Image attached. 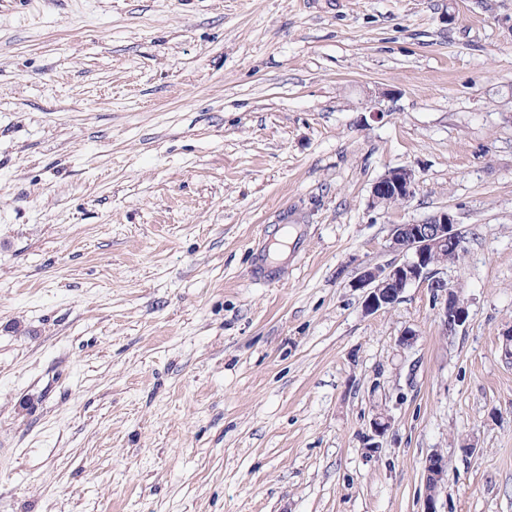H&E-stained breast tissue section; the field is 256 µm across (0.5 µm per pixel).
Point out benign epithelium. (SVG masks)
I'll return each instance as SVG.
<instances>
[{
	"mask_svg": "<svg viewBox=\"0 0 512 512\" xmlns=\"http://www.w3.org/2000/svg\"><path fill=\"white\" fill-rule=\"evenodd\" d=\"M420 178L411 166L389 168L372 187L375 203H387V189L394 188L401 204L409 203L416 195ZM391 248L405 259L386 266L365 268L356 287L367 289L366 309L369 312L386 309L395 304L410 284L422 283L430 290L436 303L443 334L453 336L467 317L461 304L457 286L428 271L430 254L446 248L456 254L463 252V237L457 229V220L448 210H440L417 223L395 224L391 229Z\"/></svg>",
	"mask_w": 512,
	"mask_h": 512,
	"instance_id": "1",
	"label": "benign epithelium"
}]
</instances>
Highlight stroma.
Wrapping results in <instances>:
<instances>
[{
    "instance_id": "35a3bbf8",
    "label": "stroma",
    "mask_w": 512,
    "mask_h": 512,
    "mask_svg": "<svg viewBox=\"0 0 512 512\" xmlns=\"http://www.w3.org/2000/svg\"><path fill=\"white\" fill-rule=\"evenodd\" d=\"M442 208L453 336L356 285ZM511 330L512 0L0 6V512H512ZM419 182L418 172L413 167L408 165L391 167L372 187L374 203L387 205V189L394 187L401 199V205L408 204L415 197ZM425 472H426V485L427 493L424 499V511L423 512H437L436 507V489H432L429 486L428 477L435 476L436 478L441 477V482L444 477L445 468L442 458L437 454H432L426 458L425 461ZM440 482V483H441ZM439 483V485H440Z\"/></svg>"
}]
</instances>
